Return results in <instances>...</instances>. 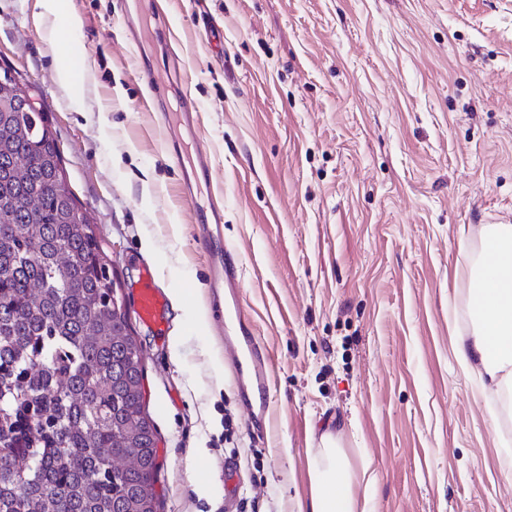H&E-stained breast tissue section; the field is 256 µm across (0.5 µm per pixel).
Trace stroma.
Listing matches in <instances>:
<instances>
[{
  "mask_svg": "<svg viewBox=\"0 0 512 512\" xmlns=\"http://www.w3.org/2000/svg\"><path fill=\"white\" fill-rule=\"evenodd\" d=\"M69 5L81 25L55 39L40 0H0V70L44 110L125 303L143 264L182 296L165 334L132 326L161 512H298L327 432L370 463L374 512H512V415L492 428L451 345L470 326L460 234L512 222V0ZM139 13L157 34L136 46ZM64 56L80 89L57 81ZM184 98L271 356L261 436L162 133Z\"/></svg>",
  "mask_w": 512,
  "mask_h": 512,
  "instance_id": "obj_1",
  "label": "stroma"
}]
</instances>
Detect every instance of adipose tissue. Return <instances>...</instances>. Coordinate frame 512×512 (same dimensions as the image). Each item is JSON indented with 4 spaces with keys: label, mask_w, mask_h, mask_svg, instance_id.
Returning <instances> with one entry per match:
<instances>
[{
    "label": "adipose tissue",
    "mask_w": 512,
    "mask_h": 512,
    "mask_svg": "<svg viewBox=\"0 0 512 512\" xmlns=\"http://www.w3.org/2000/svg\"><path fill=\"white\" fill-rule=\"evenodd\" d=\"M467 285L470 330L455 335L453 351L462 373L477 380L480 395L512 403V224L482 225L478 246L463 271ZM310 512H370L367 498L353 495V485L373 492L376 479L369 464L355 468L333 434L309 464Z\"/></svg>",
    "instance_id": "1"
}]
</instances>
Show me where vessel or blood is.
Returning <instances> with one entry per match:
<instances>
[{
  "label": "vessel or blood",
  "instance_id": "vessel-or-blood-1",
  "mask_svg": "<svg viewBox=\"0 0 512 512\" xmlns=\"http://www.w3.org/2000/svg\"><path fill=\"white\" fill-rule=\"evenodd\" d=\"M211 168L203 146H196L195 158L184 177L185 186L211 184ZM197 221L205 227V237L213 244L210 255L214 284L228 302L224 307L225 325H238L239 332L225 337V357L235 365L245 366L247 410L255 423H265L269 413L272 364L267 348L256 336L252 323L240 303L241 281L239 255L225 246L223 216L220 210L208 207L196 211ZM135 314L141 325L155 333H164L168 325L169 297L157 288L152 266L142 265L135 291Z\"/></svg>",
  "mask_w": 512,
  "mask_h": 512
}]
</instances>
